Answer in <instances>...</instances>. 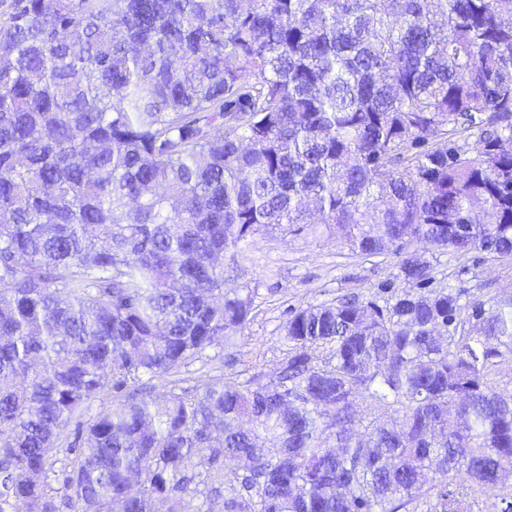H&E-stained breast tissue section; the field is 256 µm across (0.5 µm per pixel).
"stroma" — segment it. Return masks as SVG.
Instances as JSON below:
<instances>
[{
	"mask_svg": "<svg viewBox=\"0 0 512 512\" xmlns=\"http://www.w3.org/2000/svg\"><path fill=\"white\" fill-rule=\"evenodd\" d=\"M420 254L431 265L433 287L454 288L466 300L512 293L510 262L492 265L477 253L462 258L425 248ZM228 284L255 291L251 319L234 347L211 348L208 359L183 368L186 388L198 389L213 377L233 378L250 368L268 382L288 349L284 327L293 310L349 294L380 300L385 289L404 287L405 282L395 255L364 258L333 237L274 232L242 245Z\"/></svg>",
	"mask_w": 512,
	"mask_h": 512,
	"instance_id": "35a3bbf8",
	"label": "stroma"
}]
</instances>
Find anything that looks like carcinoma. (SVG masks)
<instances>
[{
    "mask_svg": "<svg viewBox=\"0 0 512 512\" xmlns=\"http://www.w3.org/2000/svg\"><path fill=\"white\" fill-rule=\"evenodd\" d=\"M274 231L415 287L180 387ZM414 243L512 260V0H0V512H512V294L423 288Z\"/></svg>",
    "mask_w": 512,
    "mask_h": 512,
    "instance_id": "obj_1",
    "label": "carcinoma"
}]
</instances>
